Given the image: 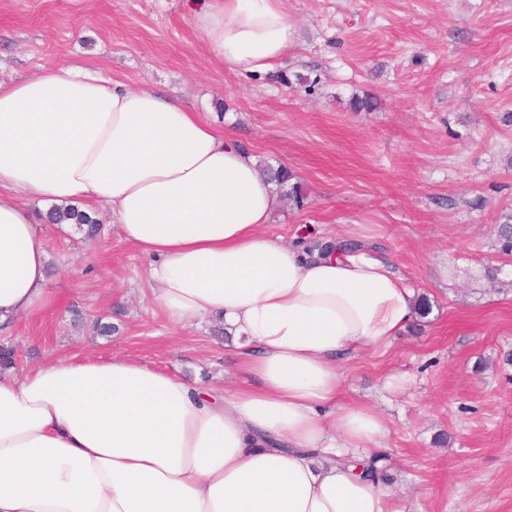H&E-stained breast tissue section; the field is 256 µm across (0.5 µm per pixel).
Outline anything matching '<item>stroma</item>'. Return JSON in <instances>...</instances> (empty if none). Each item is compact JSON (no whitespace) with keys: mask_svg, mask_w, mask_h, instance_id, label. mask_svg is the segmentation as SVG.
<instances>
[{"mask_svg":"<svg viewBox=\"0 0 512 512\" xmlns=\"http://www.w3.org/2000/svg\"><path fill=\"white\" fill-rule=\"evenodd\" d=\"M295 44L272 71L221 67L189 0H0V81L78 63L200 112L259 165L288 167L303 207L268 234L354 227L429 304L384 351L342 362L341 405L386 419L377 463L391 512H512V0H282ZM366 96L372 111L352 101ZM85 238L47 224L63 301L11 336L17 371L79 354L128 359L231 392L249 384L209 318L167 323L150 262L110 214ZM117 324L98 335L93 320Z\"/></svg>","mask_w":512,"mask_h":512,"instance_id":"obj_1","label":"stroma"}]
</instances>
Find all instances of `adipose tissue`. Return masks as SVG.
<instances>
[{"instance_id":"1","label":"adipose tissue","mask_w":512,"mask_h":512,"mask_svg":"<svg viewBox=\"0 0 512 512\" xmlns=\"http://www.w3.org/2000/svg\"><path fill=\"white\" fill-rule=\"evenodd\" d=\"M216 61L272 70L295 41L281 0H207ZM278 197L257 159L199 113L74 65L0 82V328L60 304L39 211L106 209L150 257L154 296L187 328L221 319L251 385L214 395L119 359L0 372V512H389L345 456L382 449L372 407L324 408L342 360L389 348L413 288L366 249L268 236Z\"/></svg>"}]
</instances>
